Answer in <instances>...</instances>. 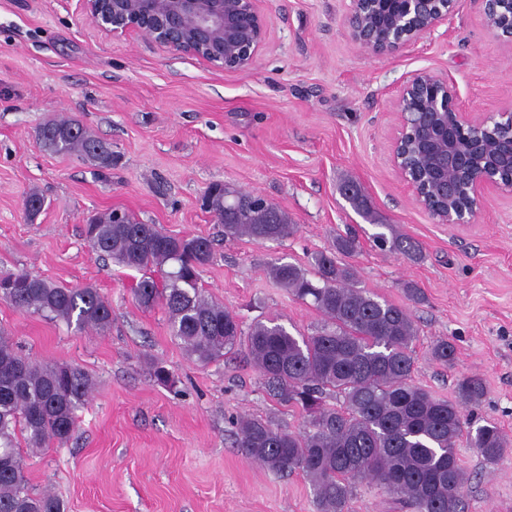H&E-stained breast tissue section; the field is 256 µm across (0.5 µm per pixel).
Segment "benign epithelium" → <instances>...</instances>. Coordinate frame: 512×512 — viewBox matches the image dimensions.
Listing matches in <instances>:
<instances>
[{"label": "benign epithelium", "mask_w": 512, "mask_h": 512, "mask_svg": "<svg viewBox=\"0 0 512 512\" xmlns=\"http://www.w3.org/2000/svg\"><path fill=\"white\" fill-rule=\"evenodd\" d=\"M97 29L116 38L137 31L170 51L198 56L226 72L252 68L265 44L269 17L258 0H78ZM459 0H349L352 40L377 56L407 49L435 32ZM400 129L394 167L415 201L444 224H469L491 189L512 192V134L491 145L467 134L480 123L458 103L454 83L427 70L406 76L394 102ZM465 176L473 209L449 205L448 172Z\"/></svg>", "instance_id": "1"}]
</instances>
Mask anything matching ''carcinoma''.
Listing matches in <instances>:
<instances>
[{
  "instance_id": "cac0c4a2",
  "label": "carcinoma",
  "mask_w": 512,
  "mask_h": 512,
  "mask_svg": "<svg viewBox=\"0 0 512 512\" xmlns=\"http://www.w3.org/2000/svg\"><path fill=\"white\" fill-rule=\"evenodd\" d=\"M39 145L58 155L78 153L100 169L112 168V148L75 119L49 118L36 131ZM343 193L355 211L371 215L360 187L349 181ZM233 221H224L222 194L210 212L224 223V236L283 241L296 225L278 206L246 191ZM84 236L91 249L141 273L132 294L145 308L161 305L172 336L189 357L207 365L243 347L264 387L280 403L301 408L304 428L289 433L271 422L242 417L236 447L249 460L274 473L302 471L311 481L319 512H348L353 484L368 480L396 496L415 512H465L467 481L456 453L463 436L488 464L497 463L512 442L488 422L463 432L464 410L485 396L481 379L457 380L455 399L441 400L412 383V345L418 326L403 307L382 302L357 287V272L337 260L359 250L354 236H339L328 252L312 257L314 278L280 259L269 272L282 287L310 300L325 327L313 336H295L275 319L255 322L243 333L237 314L206 297L199 271L214 259L204 237H177L154 224H138L114 211L87 221ZM409 260L418 245L401 235H377ZM0 299L16 309L60 320L105 335L112 329V308L98 289L54 285L30 274L0 278ZM454 347L438 340L431 349L437 363L454 361ZM94 384L80 367L29 360L13 337L0 329V512H63L49 493L31 494L21 447L34 453L75 434L77 412ZM343 397L327 406L325 391Z\"/></svg>"
}]
</instances>
